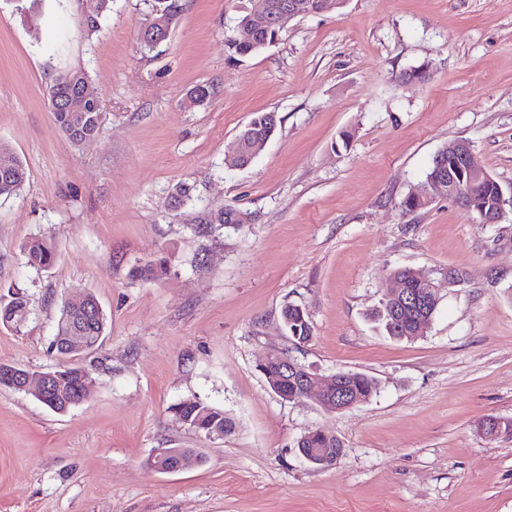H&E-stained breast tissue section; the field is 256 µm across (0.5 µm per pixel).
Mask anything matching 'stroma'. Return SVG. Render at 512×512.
I'll return each mask as SVG.
<instances>
[{"label": "stroma", "mask_w": 512, "mask_h": 512, "mask_svg": "<svg viewBox=\"0 0 512 512\" xmlns=\"http://www.w3.org/2000/svg\"><path fill=\"white\" fill-rule=\"evenodd\" d=\"M180 3L149 48L155 0H113L93 34V0H0V145L27 171L0 198V299L21 293L29 309L0 323V363L57 367L69 292L107 318L80 359L93 386L68 413L0 386V512H512V433L481 431L512 422V211L485 224L446 198L402 208L451 140L512 187V0H330L244 57L224 39L249 0ZM73 68L106 113L80 146L45 97ZM256 112L277 130L250 166H229ZM182 184L195 191L178 206ZM228 209L244 213L238 229L188 224ZM34 238L52 244L51 268L27 265ZM159 258L168 275L136 277ZM404 267L467 276L441 290L425 335L399 341L370 314ZM291 304L312 327L301 346L281 321ZM272 350L373 376L378 393L342 413L282 400L257 368ZM185 400L223 409L234 431H192L171 411ZM315 429L343 444L325 470L297 451ZM156 448L200 460L159 473Z\"/></svg>", "instance_id": "obj_1"}]
</instances>
